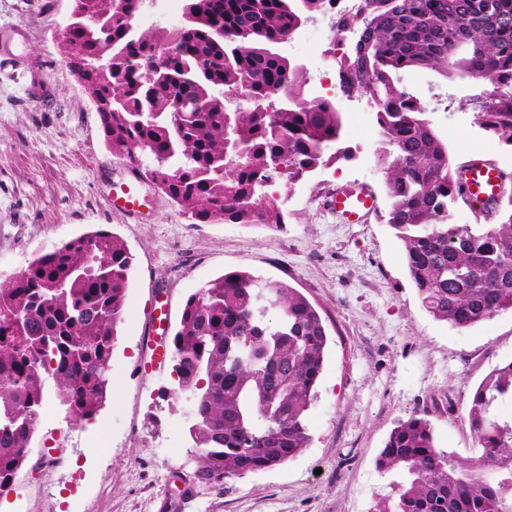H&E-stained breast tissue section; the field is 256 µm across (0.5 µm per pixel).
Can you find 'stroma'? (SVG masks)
Returning a JSON list of instances; mask_svg holds the SVG:
<instances>
[{"label": "stroma", "instance_id": "35a3bbf8", "mask_svg": "<svg viewBox=\"0 0 512 512\" xmlns=\"http://www.w3.org/2000/svg\"><path fill=\"white\" fill-rule=\"evenodd\" d=\"M68 15V0H0V26L26 32L20 63L0 57V283L37 254L100 229L124 241L133 270L102 408L76 424L48 400L32 462L0 494V512H370L405 478L377 469L376 456L416 412L427 415L440 448L473 456L466 408L487 373L512 360V313L457 330L423 308L385 220L381 139L367 131L365 98L340 104L350 159L274 187L282 228L196 224L147 183L153 208L135 220L109 203L128 166L106 145L94 105L64 62L58 33ZM332 45L322 18L281 45L304 67V94L335 81L324 59ZM401 83L447 136L455 163L481 154L512 172V148L475 120L487 81L421 70ZM348 181L380 195L367 223H337L321 204L329 186ZM236 270L286 282L324 320L329 342L307 416L311 443L282 465L187 491L183 482L197 467L191 396L177 392L170 365L149 370L147 321L165 300L175 331L187 297Z\"/></svg>", "mask_w": 512, "mask_h": 512}]
</instances>
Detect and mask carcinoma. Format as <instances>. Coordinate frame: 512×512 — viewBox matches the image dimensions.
I'll return each mask as SVG.
<instances>
[{"mask_svg":"<svg viewBox=\"0 0 512 512\" xmlns=\"http://www.w3.org/2000/svg\"><path fill=\"white\" fill-rule=\"evenodd\" d=\"M183 2V22L155 35L136 24L146 0H73L65 61L112 153L193 220L278 229L284 214L267 188L348 158L336 102L302 97L304 74L278 51L300 18L326 15L334 0ZM333 28L358 33L336 59L338 89L376 107L386 222L422 306L458 330L512 312V194L478 232L450 223L458 166L398 78L489 80L476 118L512 146V0H357ZM132 266L124 242L97 230L0 285V494L29 460L48 383L75 423L101 409ZM327 347L319 311L284 282L234 271L189 295L170 361L178 390L193 396L194 481L222 485L309 446ZM506 400L512 360L471 396L468 460L437 447L426 415L400 422L376 464L407 479L373 512H512V420L496 413Z\"/></svg>","mask_w":512,"mask_h":512,"instance_id":"obj_1","label":"carcinoma"}]
</instances>
